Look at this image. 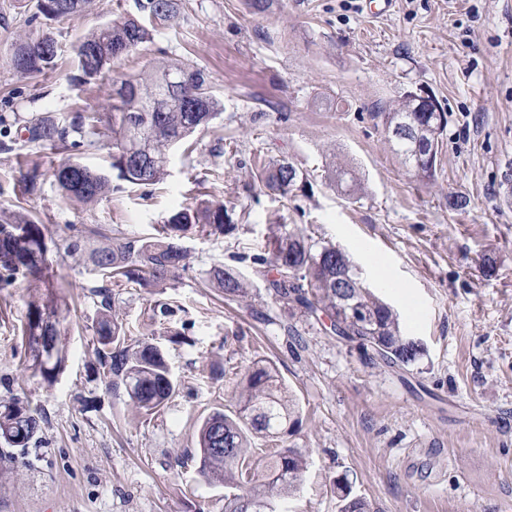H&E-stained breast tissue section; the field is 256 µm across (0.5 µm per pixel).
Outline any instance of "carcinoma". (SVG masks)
Instances as JSON below:
<instances>
[{"label":"carcinoma","mask_w":512,"mask_h":512,"mask_svg":"<svg viewBox=\"0 0 512 512\" xmlns=\"http://www.w3.org/2000/svg\"><path fill=\"white\" fill-rule=\"evenodd\" d=\"M61 6L45 17L65 21L79 15L86 0H60ZM137 16L104 25L78 43L76 57L80 75L77 85L99 76L112 61L136 51L151 40L152 29L180 14L181 0H134ZM58 42L39 52L18 57L11 66L20 75L41 73L56 65ZM181 73L188 85L171 88L167 78ZM134 96L118 97L110 112H77L73 117L51 115L29 119V141L52 146L97 148L112 138V169L117 177L133 185H158L167 175L169 150L208 125L219 112V101L211 94L201 71L188 63L171 62L156 71L142 72L122 80ZM409 96L376 113L398 152L414 174L435 177L440 139L448 124L447 112H414ZM414 117L420 127L414 137L393 136L401 123ZM62 198L90 205L112 191L110 175L77 163L62 162L52 170ZM253 179L283 197L309 188L307 174L289 159H270L253 170ZM328 184L347 195L362 194L354 171L336 162L327 169ZM229 210L220 201L204 202L194 209L171 213L147 238L112 236V244L90 254L103 284L93 289L96 297L97 344L94 354L108 366V385L122 384L138 414L161 412L176 385L161 349L140 338L126 336L115 314L116 288L129 284L162 288L186 268L182 244L193 231L229 234L236 230ZM48 226L26 212L22 201L12 211H0V290L12 288L21 278L29 281L27 321L23 329L26 347L24 370L51 385L68 360L67 331L70 313L68 289L47 257ZM270 250L251 258L253 272L265 279L269 295L281 309L294 316H342L347 341L363 347H378L374 355L385 365L408 367L425 354L420 341L406 336L397 312L376 297L361 282L347 256L336 246L316 240L299 227L276 224L271 229ZM65 255L81 258L86 241L81 234L63 242ZM209 284L230 300L249 296L248 281L234 268L215 266ZM53 322V355L46 357L36 339L47 322ZM236 410L216 411L206 417L198 431L197 459L200 474L211 483L224 485V512H281L282 502L301 485L308 459L300 448L273 450L254 460L252 435L273 441L292 434L299 422V407L274 368L255 359L237 377L232 388ZM41 430L40 421L11 394L0 396V441L10 448L28 447ZM334 493L344 502L341 512H371L368 502L350 497L348 479L334 483Z\"/></svg>","instance_id":"1"}]
</instances>
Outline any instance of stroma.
<instances>
[{"instance_id":"1","label":"stroma","mask_w":512,"mask_h":512,"mask_svg":"<svg viewBox=\"0 0 512 512\" xmlns=\"http://www.w3.org/2000/svg\"><path fill=\"white\" fill-rule=\"evenodd\" d=\"M133 11V0H94L57 24L36 0H0V131L14 143L0 151V208L23 200L47 224L48 255L73 284L69 358L51 385L22 370L23 288L0 290V396L17 395L43 418L0 473V512H224L223 486L191 457L199 423L232 410L235 375L255 357L275 366L300 408L288 443L309 466L288 512H341L340 476L373 512H512V201L499 193L512 168V0H394L381 14L365 0H270L262 13L247 0H182L151 42L75 87L79 39ZM42 28L59 43L57 64L20 77L9 48ZM171 60L203 72L219 115L192 150L171 151L163 183L116 179L95 205L62 203L50 169L70 160L106 172L112 149L32 143L25 122L111 111L121 78ZM410 91L448 115L431 181L404 164L377 117ZM258 157L289 159L311 192L259 187L250 175ZM333 160L358 173L360 199L329 186ZM34 168L37 185L23 194ZM452 193L468 206L449 209ZM213 199L231 207L236 231L189 234L186 272L116 297L125 329L162 348L177 383L162 413L138 415L93 353L89 290L101 278L59 244L84 227L94 247L116 229L145 237L173 210ZM274 224L346 252L404 335L423 344L419 362L387 366L328 325L281 311L251 263L267 253ZM218 265L249 278L248 298L229 302L207 287ZM158 302L178 307L168 325L151 319ZM180 330L187 343L169 342Z\"/></svg>"}]
</instances>
